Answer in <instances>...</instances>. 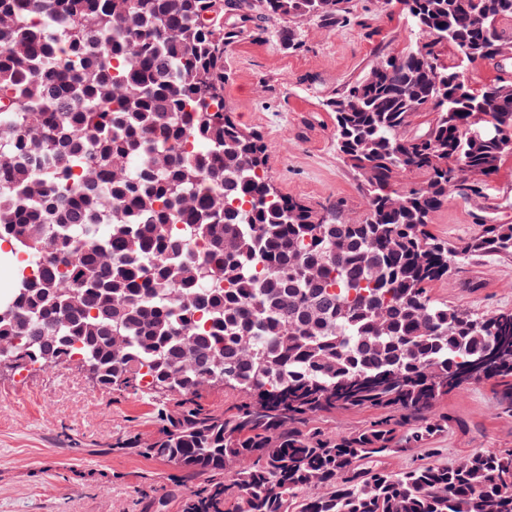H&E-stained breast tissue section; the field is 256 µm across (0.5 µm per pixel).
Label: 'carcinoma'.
<instances>
[{
	"label": "carcinoma",
	"instance_id": "cac0c4a2",
	"mask_svg": "<svg viewBox=\"0 0 512 512\" xmlns=\"http://www.w3.org/2000/svg\"><path fill=\"white\" fill-rule=\"evenodd\" d=\"M403 2V47L324 103L366 198L350 224L274 187L224 78L253 8L293 51L297 24L340 25L353 0H0V239L41 267L0 298V345L41 368L77 349L99 386L176 396L124 447L204 477L181 512H512V450L385 465L448 429L428 413L461 386L512 393V312L429 294L453 265L512 259V224L430 229L512 155V0ZM482 64L498 75L477 84ZM407 173L424 181L400 191ZM210 372L245 400L203 403ZM365 408L363 428L323 426Z\"/></svg>",
	"mask_w": 512,
	"mask_h": 512
}]
</instances>
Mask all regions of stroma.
I'll list each match as a JSON object with an SVG mask.
<instances>
[{"label":"stroma","instance_id":"1","mask_svg":"<svg viewBox=\"0 0 512 512\" xmlns=\"http://www.w3.org/2000/svg\"><path fill=\"white\" fill-rule=\"evenodd\" d=\"M355 5L345 25L303 22L293 53L282 49L274 24L255 20L253 33L229 47L224 80L236 122L274 146L267 168L274 187L315 206L342 201L351 224L363 217L366 201L336 154L334 116L324 102L363 73L375 52L400 48L407 33L401 11L380 10L376 0ZM483 215L512 224L511 157L485 197L449 200L431 229L456 241L477 233ZM430 294L467 312L512 311V261L477 259L433 284ZM162 402L100 388L74 361L0 371V512H146L173 468L123 442L157 431ZM432 413L448 416L447 432L389 456L391 471L445 465L483 448L512 449V402L494 382L453 392Z\"/></svg>","mask_w":512,"mask_h":512}]
</instances>
